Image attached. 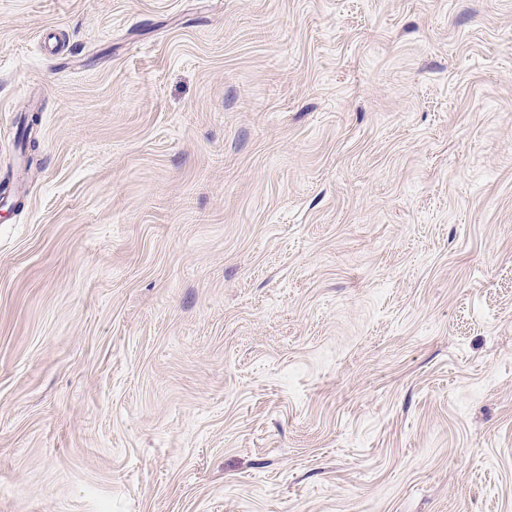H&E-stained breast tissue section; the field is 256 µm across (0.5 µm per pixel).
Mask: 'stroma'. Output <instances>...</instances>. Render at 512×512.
<instances>
[{
	"instance_id": "35a3bbf8",
	"label": "stroma",
	"mask_w": 512,
	"mask_h": 512,
	"mask_svg": "<svg viewBox=\"0 0 512 512\" xmlns=\"http://www.w3.org/2000/svg\"><path fill=\"white\" fill-rule=\"evenodd\" d=\"M1 186L0 512H512V0H0Z\"/></svg>"
}]
</instances>
